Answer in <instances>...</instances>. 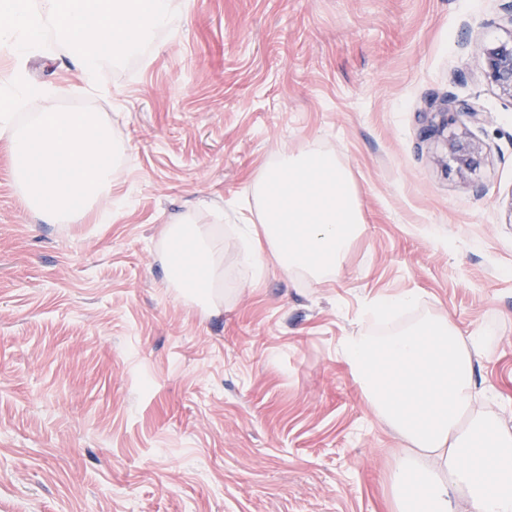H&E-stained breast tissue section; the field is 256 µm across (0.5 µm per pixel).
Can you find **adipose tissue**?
Wrapping results in <instances>:
<instances>
[{"instance_id": "ef3b65f1", "label": "adipose tissue", "mask_w": 512, "mask_h": 512, "mask_svg": "<svg viewBox=\"0 0 512 512\" xmlns=\"http://www.w3.org/2000/svg\"><path fill=\"white\" fill-rule=\"evenodd\" d=\"M163 239L188 245L182 261L167 262L172 287L210 303L223 273L209 230L186 217L165 225ZM484 336L431 316L342 343L368 404L407 443L390 475L398 512H512V429L477 406L473 357Z\"/></svg>"}]
</instances>
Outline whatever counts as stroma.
Listing matches in <instances>:
<instances>
[{
    "label": "stroma",
    "instance_id": "35a3bbf8",
    "mask_svg": "<svg viewBox=\"0 0 512 512\" xmlns=\"http://www.w3.org/2000/svg\"><path fill=\"white\" fill-rule=\"evenodd\" d=\"M508 0H174L157 35L97 89L60 51L26 62L112 128L128 200L111 223L25 208L0 138V512H393L403 442L340 358L371 335L366 302L413 294L483 328L479 399L512 418V98L474 59L512 35ZM448 99L485 111L448 116ZM481 149L460 172L449 137ZM335 152L364 233L315 281L268 261L252 278L237 232L251 185L282 155ZM224 226L221 298L172 288L159 232L186 212ZM454 109L456 111L465 112L476 122L485 121L484 111H482L475 104L467 102V101H456V100H448L446 103V107H444L441 112H436L442 118L438 128L435 126H431L429 129L430 133L435 132H443L448 127V110Z\"/></svg>",
    "mask_w": 512,
    "mask_h": 512
}]
</instances>
